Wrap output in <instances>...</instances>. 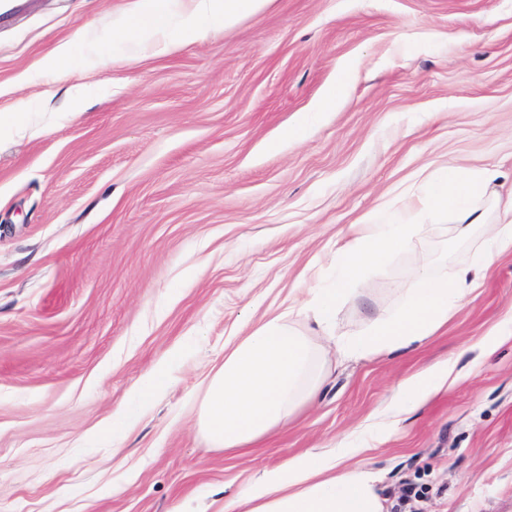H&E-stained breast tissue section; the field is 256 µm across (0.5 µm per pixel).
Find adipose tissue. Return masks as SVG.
Here are the masks:
<instances>
[{
  "label": "adipose tissue",
  "mask_w": 512,
  "mask_h": 512,
  "mask_svg": "<svg viewBox=\"0 0 512 512\" xmlns=\"http://www.w3.org/2000/svg\"><path fill=\"white\" fill-rule=\"evenodd\" d=\"M171 2L135 0L132 8L113 16V40L142 42L160 36L168 45L198 41L211 24L235 26L261 14L271 0H189L179 20L170 11ZM499 178V171L490 166L443 171L423 183L417 206L398 222L384 223L372 215L351 225L332 258L335 286L306 288L302 300L263 319L225 351L222 364L209 376L197 425L211 446L245 448L287 426L325 380L322 339L332 335L346 297L366 291L368 272L425 235V217L442 213L459 234L480 228L485 249L451 275L442 273L433 259L420 257L398 305L367 320L361 334L337 343L336 350L345 358L405 350L446 325L466 295L479 288L480 273L495 257L512 254V210L497 218L490 215ZM300 317L313 320L318 335L303 332L296 323ZM451 373L445 362L416 373L394 388L389 412L397 416L413 411L438 393ZM366 447L362 441L258 470L225 501L224 512H386L379 474L348 463Z\"/></svg>",
  "instance_id": "ef3b65f1"
}]
</instances>
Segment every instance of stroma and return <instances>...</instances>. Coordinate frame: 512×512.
Segmentation results:
<instances>
[{
    "label": "stroma",
    "mask_w": 512,
    "mask_h": 512,
    "mask_svg": "<svg viewBox=\"0 0 512 512\" xmlns=\"http://www.w3.org/2000/svg\"><path fill=\"white\" fill-rule=\"evenodd\" d=\"M132 0H0V512H219L262 467L381 420L393 389L458 379L356 456L390 512H512V255L412 350L339 359L287 429L238 451L197 427L201 386L285 310L350 224L443 168L512 194V0H274L174 50L112 40ZM68 66L43 67L60 43ZM109 57L100 67L98 57ZM335 107L315 111L334 85ZM80 94L81 111L70 94ZM348 297L336 336L390 309L420 255L466 263L447 216ZM165 391L133 397L158 364ZM489 340L479 343L475 347H470L468 350L479 349L482 356L491 355L495 349L505 341L512 339V312H509L508 317L501 323L499 328Z\"/></svg>",
    "instance_id": "1"
}]
</instances>
